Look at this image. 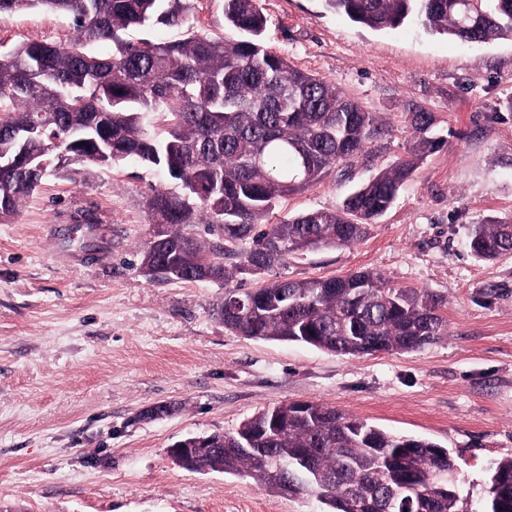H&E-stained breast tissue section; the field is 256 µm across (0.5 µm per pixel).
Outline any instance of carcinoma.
Instances as JSON below:
<instances>
[{
  "label": "carcinoma",
  "instance_id": "carcinoma-1",
  "mask_svg": "<svg viewBox=\"0 0 512 512\" xmlns=\"http://www.w3.org/2000/svg\"><path fill=\"white\" fill-rule=\"evenodd\" d=\"M351 22L376 31L416 22L427 32L467 42L512 37V0H325ZM68 15L76 31L66 45L27 43L0 52V216L50 173L71 164L138 162L161 169L175 190L155 189L153 223L165 224L167 248L139 250V270L153 280L224 283V327L249 338L307 344L360 356L408 352L448 335L444 302L418 288L391 286L355 272L326 279H279L244 288L288 256L354 244L393 203L417 163L437 146L430 112H412L418 133L409 157L349 193L340 207L302 213L282 224L264 217L283 197L306 190L331 168L356 158L383 135L373 114L336 84L293 67L267 46L259 0H224L228 34L170 41L161 32L191 29V0H0V16L24 10ZM133 27L152 38H125ZM165 115L166 135L147 132ZM63 153L48 151L51 139ZM34 157L49 160L44 168ZM215 237L199 242L192 227ZM477 258L512 254V218L474 225ZM169 267L157 275L153 267ZM278 405L239 429L213 434L218 461L282 494L308 491L324 512H465L448 449L396 436L336 408L306 410L273 424ZM250 439L254 450L241 448ZM281 462L279 476L269 461ZM485 506L512 512V457L489 469Z\"/></svg>",
  "mask_w": 512,
  "mask_h": 512
}]
</instances>
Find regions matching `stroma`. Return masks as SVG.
Instances as JSON below:
<instances>
[{"label":"stroma","instance_id":"stroma-1","mask_svg":"<svg viewBox=\"0 0 512 512\" xmlns=\"http://www.w3.org/2000/svg\"><path fill=\"white\" fill-rule=\"evenodd\" d=\"M259 5L273 51L335 82L386 129L352 165L280 199L267 223L336 208L406 156L412 112L433 113L440 145L361 241L291 255L247 287L377 271L443 296L447 336L343 356L233 334L215 314L223 285L138 270L151 189L165 176L70 166L0 218V512H323L315 497L190 472L169 454L282 403H325L447 448L475 506L491 464L512 456V255L479 260L466 245L471 225L512 215V38L465 42L414 23L373 31L325 0ZM74 35L50 11L0 18L2 52ZM166 403L172 414L147 417Z\"/></svg>","mask_w":512,"mask_h":512}]
</instances>
